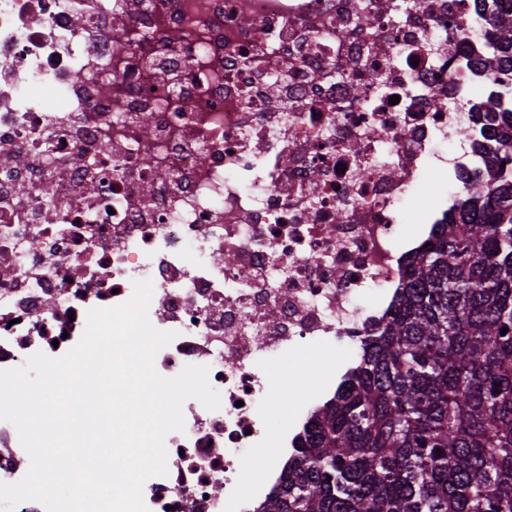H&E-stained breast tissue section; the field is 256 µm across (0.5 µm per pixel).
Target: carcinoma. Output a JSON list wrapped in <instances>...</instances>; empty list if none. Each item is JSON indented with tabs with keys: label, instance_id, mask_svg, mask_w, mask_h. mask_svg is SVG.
<instances>
[{
	"label": "carcinoma",
	"instance_id": "cac0c4a2",
	"mask_svg": "<svg viewBox=\"0 0 512 512\" xmlns=\"http://www.w3.org/2000/svg\"><path fill=\"white\" fill-rule=\"evenodd\" d=\"M494 25L512 69V12ZM493 119L494 182L409 260L259 512H512V109Z\"/></svg>",
	"mask_w": 512,
	"mask_h": 512
}]
</instances>
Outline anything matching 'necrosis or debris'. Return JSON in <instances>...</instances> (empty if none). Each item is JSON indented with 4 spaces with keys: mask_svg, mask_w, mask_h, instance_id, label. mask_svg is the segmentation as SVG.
<instances>
[{
    "mask_svg": "<svg viewBox=\"0 0 512 512\" xmlns=\"http://www.w3.org/2000/svg\"><path fill=\"white\" fill-rule=\"evenodd\" d=\"M512 0H0V369L80 340L91 309L154 286L205 364L165 439L149 512H257L323 393L272 427L271 370L341 353L389 309L411 254L499 147L483 60ZM371 24H364L363 16ZM150 125H143V116ZM449 190L401 231L430 169ZM270 458L245 489L247 452ZM29 457L0 421V481Z\"/></svg>",
    "mask_w": 512,
    "mask_h": 512,
    "instance_id": "necrosis-or-debris-1",
    "label": "necrosis or debris"
}]
</instances>
